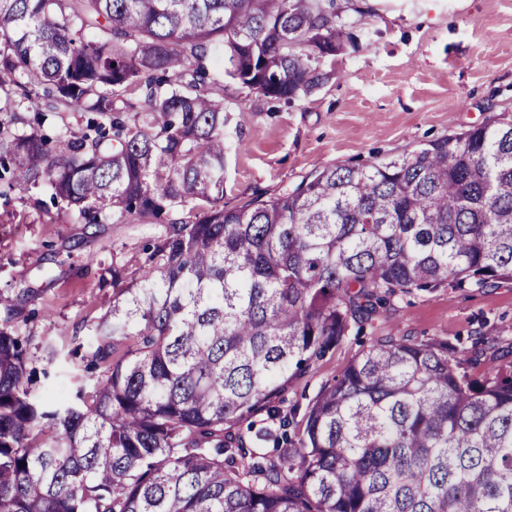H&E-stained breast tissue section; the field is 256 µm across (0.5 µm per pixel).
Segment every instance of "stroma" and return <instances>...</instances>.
Segmentation results:
<instances>
[{"instance_id": "obj_1", "label": "stroma", "mask_w": 512, "mask_h": 512, "mask_svg": "<svg viewBox=\"0 0 512 512\" xmlns=\"http://www.w3.org/2000/svg\"><path fill=\"white\" fill-rule=\"evenodd\" d=\"M346 38L322 58L327 78L288 103L222 76L224 203L240 206L292 189L330 166H361L512 116V0H334ZM43 193L0 198V290L27 289L33 342L69 350L112 302L113 267L131 268L154 225L77 224L35 204ZM448 342L464 370L476 341L512 348V283L395 296L363 329L314 360L282 393L306 410L320 388L376 339Z\"/></svg>"}]
</instances>
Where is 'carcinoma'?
Segmentation results:
<instances>
[{
  "instance_id": "1",
  "label": "carcinoma",
  "mask_w": 512,
  "mask_h": 512,
  "mask_svg": "<svg viewBox=\"0 0 512 512\" xmlns=\"http://www.w3.org/2000/svg\"><path fill=\"white\" fill-rule=\"evenodd\" d=\"M345 36L326 0H0V90L41 104L0 116V182L87 224L168 218L137 276L112 268L90 342L106 371L71 397L43 401L66 355L31 354L0 291V512H512L507 351L473 347L474 376L446 342L390 336L301 420L276 407L397 294L512 282V119L224 206L210 53L292 102ZM62 112L95 118L40 132Z\"/></svg>"
}]
</instances>
